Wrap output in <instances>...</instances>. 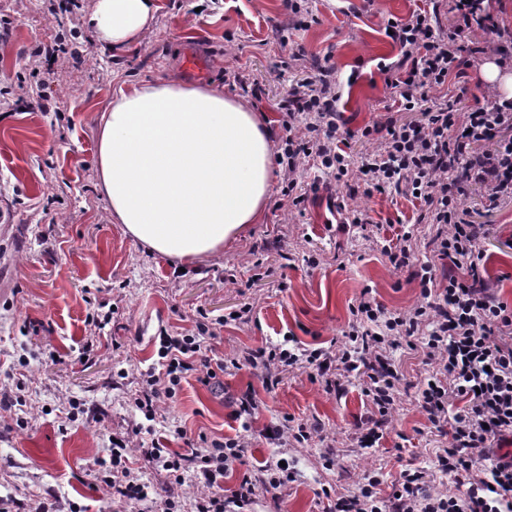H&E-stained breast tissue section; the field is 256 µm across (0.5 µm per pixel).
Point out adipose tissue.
I'll return each mask as SVG.
<instances>
[{"mask_svg":"<svg viewBox=\"0 0 512 512\" xmlns=\"http://www.w3.org/2000/svg\"><path fill=\"white\" fill-rule=\"evenodd\" d=\"M157 0H97L87 23L121 49L153 24ZM101 188L115 223L189 268L261 223L273 179L268 119L206 82L119 85L102 116Z\"/></svg>","mask_w":512,"mask_h":512,"instance_id":"ef3b65f1","label":"adipose tissue"}]
</instances>
